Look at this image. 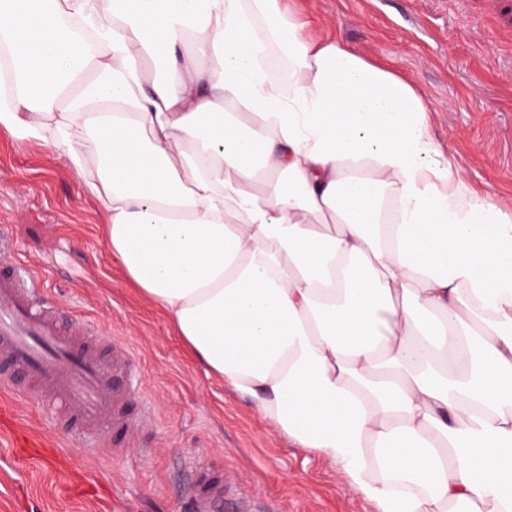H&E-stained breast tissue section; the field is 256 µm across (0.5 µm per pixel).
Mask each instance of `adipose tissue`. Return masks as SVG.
Wrapping results in <instances>:
<instances>
[{
    "instance_id": "obj_1",
    "label": "adipose tissue",
    "mask_w": 512,
    "mask_h": 512,
    "mask_svg": "<svg viewBox=\"0 0 512 512\" xmlns=\"http://www.w3.org/2000/svg\"><path fill=\"white\" fill-rule=\"evenodd\" d=\"M310 26L0 0V123L84 174L196 360L376 512H512V207L440 163L411 80Z\"/></svg>"
}]
</instances>
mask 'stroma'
Masks as SVG:
<instances>
[{
  "mask_svg": "<svg viewBox=\"0 0 512 512\" xmlns=\"http://www.w3.org/2000/svg\"><path fill=\"white\" fill-rule=\"evenodd\" d=\"M316 33L408 77L430 108L429 132L467 175L512 204V25L494 0H303ZM107 222L82 177L47 143L18 142L0 125V225L46 292L123 343L144 375L154 425L119 456L81 447L35 402L8 397L0 424V512H190L184 464L224 470L223 512L262 497L278 512H375L335 466L268 424L207 375L160 307L107 249ZM150 444L143 462L141 444Z\"/></svg>",
  "mask_w": 512,
  "mask_h": 512,
  "instance_id": "35a3bbf8",
  "label": "stroma"
}]
</instances>
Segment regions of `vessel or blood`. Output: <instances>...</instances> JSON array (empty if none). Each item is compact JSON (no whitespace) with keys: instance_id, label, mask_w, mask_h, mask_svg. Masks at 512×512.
<instances>
[{"instance_id":"vessel-or-blood-1","label":"vessel or blood","mask_w":512,"mask_h":512,"mask_svg":"<svg viewBox=\"0 0 512 512\" xmlns=\"http://www.w3.org/2000/svg\"><path fill=\"white\" fill-rule=\"evenodd\" d=\"M98 332L86 321L63 319L42 280L20 262L8 227L0 226V387L40 400L54 419H66L82 440L101 433L129 443L151 422L141 371L124 346L104 359ZM193 512H220L224 477L219 468L191 462Z\"/></svg>"}]
</instances>
